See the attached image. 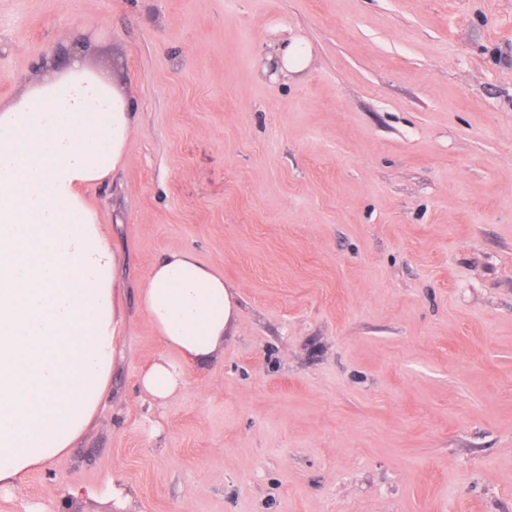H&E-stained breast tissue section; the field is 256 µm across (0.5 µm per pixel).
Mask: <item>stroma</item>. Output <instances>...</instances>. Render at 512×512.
I'll return each instance as SVG.
<instances>
[{"label":"stroma","instance_id":"35a3bbf8","mask_svg":"<svg viewBox=\"0 0 512 512\" xmlns=\"http://www.w3.org/2000/svg\"><path fill=\"white\" fill-rule=\"evenodd\" d=\"M75 58L136 122L88 192L119 356L0 512H512V0H0L1 102ZM182 250L238 315L158 407L140 288ZM269 59L273 61L275 71L280 73L298 72L304 69L308 63V57L297 41L282 45Z\"/></svg>","mask_w":512,"mask_h":512}]
</instances>
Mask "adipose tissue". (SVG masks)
Returning <instances> with one entry per match:
<instances>
[{
    "label": "adipose tissue",
    "mask_w": 512,
    "mask_h": 512,
    "mask_svg": "<svg viewBox=\"0 0 512 512\" xmlns=\"http://www.w3.org/2000/svg\"><path fill=\"white\" fill-rule=\"evenodd\" d=\"M135 129L110 77L78 61L0 104V491L65 455L108 389L119 258L87 192ZM140 302L162 350L139 386L160 404L223 348L237 301L223 273L179 251L152 265Z\"/></svg>",
    "instance_id": "ef3b65f1"
}]
</instances>
